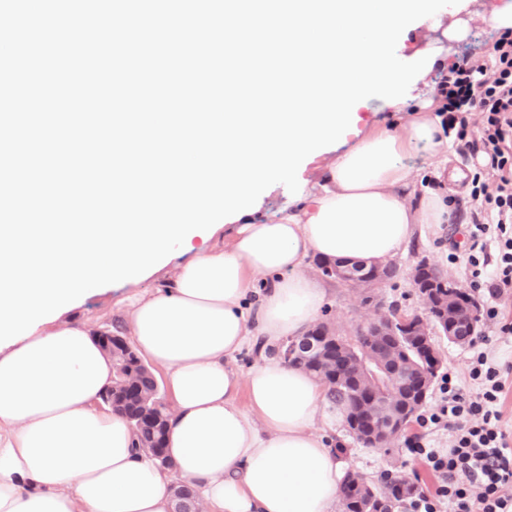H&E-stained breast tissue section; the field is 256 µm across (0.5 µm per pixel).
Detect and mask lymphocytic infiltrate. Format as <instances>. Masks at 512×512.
Here are the masks:
<instances>
[{
	"label": "lymphocytic infiltrate",
	"instance_id": "1",
	"mask_svg": "<svg viewBox=\"0 0 512 512\" xmlns=\"http://www.w3.org/2000/svg\"><path fill=\"white\" fill-rule=\"evenodd\" d=\"M462 151L482 158L471 195L481 218L464 257L473 291L482 296L479 316L503 336L500 300L512 294V31L494 41L487 59L463 55L437 88ZM465 389L446 374L436 410L420 415V426L452 432L450 448L412 440L409 452L439 478L432 492L411 497L409 512H512V438L503 429L505 383L494 357L474 346Z\"/></svg>",
	"mask_w": 512,
	"mask_h": 512
}]
</instances>
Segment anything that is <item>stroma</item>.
Returning <instances> with one entry per match:
<instances>
[{"instance_id":"stroma-1","label":"stroma","mask_w":512,"mask_h":512,"mask_svg":"<svg viewBox=\"0 0 512 512\" xmlns=\"http://www.w3.org/2000/svg\"><path fill=\"white\" fill-rule=\"evenodd\" d=\"M506 0H460L458 5L448 6L424 21H415L401 34L396 50L405 60H412L419 49H430L436 54L435 62L427 76L418 85L416 97L408 101V111L420 110L427 99L436 97L437 83L447 67L463 53L484 54L488 44L499 35L496 28L485 22L484 16L492 6L504 5ZM413 165L424 176L422 185L426 188H444L450 199L452 217L449 223L434 226L418 225L406 249L394 257L393 262L402 271L401 277L387 283L379 291L383 305H398L410 312H423L424 304L415 288H412L409 273L422 259L438 265L451 276L462 291H469V273L462 257L468 247V237L477 204L470 196L469 178L474 170L470 157L452 152L449 166L461 172L459 182L441 184L434 174V160L416 157ZM329 301L320 319L329 323L339 334L353 335L356 328L368 322L374 314L373 305L363 303L359 289L349 287L335 280H326ZM126 291L124 283L102 286L86 293L80 307L85 321L101 325L117 318V299ZM478 334L486 340V349L498 362L505 381L503 412L505 428L512 434V336L498 335L495 326L479 322ZM336 441L345 448L343 460L347 468L360 472L372 480L392 473L405 477H419L424 491H431L438 479L428 468L411 456L405 440H397L389 448L372 449L354 444L344 424H337L333 434Z\"/></svg>"}]
</instances>
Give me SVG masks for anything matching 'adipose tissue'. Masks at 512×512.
<instances>
[{"label": "adipose tissue", "mask_w": 512, "mask_h": 512, "mask_svg": "<svg viewBox=\"0 0 512 512\" xmlns=\"http://www.w3.org/2000/svg\"><path fill=\"white\" fill-rule=\"evenodd\" d=\"M453 141L429 112L379 126L291 212L224 224L124 298L125 333L172 402L169 469L136 447L122 415L99 407L112 360L78 310L0 349V512H175L179 484L204 512H336L345 470L328 432L340 416L278 351L326 304L311 263L391 258L417 225L447 223L446 195L416 196L406 159L447 162ZM253 345V365L234 369Z\"/></svg>", "instance_id": "ef3b65f1"}]
</instances>
